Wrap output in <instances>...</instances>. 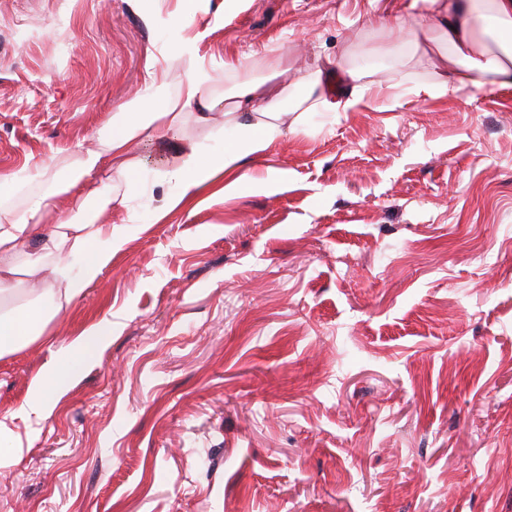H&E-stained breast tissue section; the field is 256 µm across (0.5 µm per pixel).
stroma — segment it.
<instances>
[{
  "label": "stroma",
  "instance_id": "obj_1",
  "mask_svg": "<svg viewBox=\"0 0 512 512\" xmlns=\"http://www.w3.org/2000/svg\"><path fill=\"white\" fill-rule=\"evenodd\" d=\"M184 12L217 91L236 60L272 62L285 112L328 58L377 84L176 208L137 147L125 245L0 357V512H512V84L436 93L434 44L369 23L429 26L411 0H0V175L36 190L177 86Z\"/></svg>",
  "mask_w": 512,
  "mask_h": 512
}]
</instances>
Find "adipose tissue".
Returning <instances> with one entry per match:
<instances>
[{
	"mask_svg": "<svg viewBox=\"0 0 512 512\" xmlns=\"http://www.w3.org/2000/svg\"><path fill=\"white\" fill-rule=\"evenodd\" d=\"M448 42L441 57L437 88L449 85L480 89L489 84H512V43L489 48L476 21L491 16L504 32L512 34V0H423ZM173 42L190 67L175 94L155 97L146 90L142 102L118 105L107 133L96 146L79 152L66 178L54 176L55 157L36 169L45 191L25 197L16 207L0 208V355L11 353L42 336L48 320L63 301L79 296L111 263L124 244L122 227L106 223L113 206L125 195L112 187L133 186L138 162L133 155L139 141L149 140L171 148L166 178L182 186V199L201 195L219 175L233 176L243 184L240 170L246 157L270 147L282 133L285 114L278 107L287 89L266 78L249 75L248 64H229L237 80L231 94H218L208 70L198 61L195 41L173 32ZM223 108L227 124L243 133L241 141L225 145L223 153L210 154L203 145L182 134L187 117L208 124L216 108ZM67 196L70 208L55 211L56 196ZM51 225H44L45 216ZM57 262L64 289H41L32 304L15 299L19 273L33 277Z\"/></svg>",
	"mask_w": 512,
	"mask_h": 512,
	"instance_id": "ef3b65f1",
	"label": "adipose tissue"
}]
</instances>
